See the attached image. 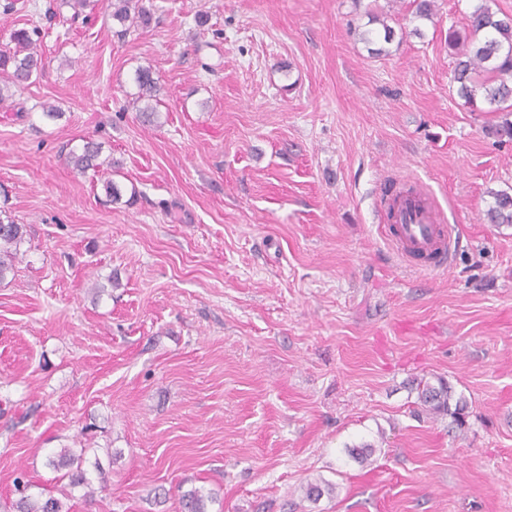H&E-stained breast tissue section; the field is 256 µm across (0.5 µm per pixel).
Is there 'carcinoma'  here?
<instances>
[{"label": "carcinoma", "instance_id": "cac0c4a2", "mask_svg": "<svg viewBox=\"0 0 512 512\" xmlns=\"http://www.w3.org/2000/svg\"><path fill=\"white\" fill-rule=\"evenodd\" d=\"M62 4L73 10V17L89 10L90 15L101 9L112 21L121 25L120 34L148 24V10L140 0H62ZM39 27L21 28L13 32L11 46L0 49V103L10 97L16 88L33 83L44 69V56L36 37ZM448 46L455 50L456 62L453 79L459 84L458 92L466 103L474 104L476 89L485 92L484 99L496 110L512 114V15H498L490 6V0H480L467 18L464 32L451 31ZM134 82L137 92L128 100V108L137 113L145 125L158 124L160 113L153 105L159 92L158 82L151 68L140 66L135 70ZM67 165L80 175L93 172L100 177L107 201L120 204L124 188L112 179L115 161L103 155L102 144L90 138L69 150ZM491 224H512V194L506 191L493 193V204L486 211ZM27 228L10 217H0V283L13 271L19 258L20 244L25 240ZM418 398L423 410L431 414H450L456 425H464L466 405L459 400L450 408L451 390L448 383L440 380L436 384L422 385ZM51 464L65 471L70 486L86 488L85 496L94 497L96 488L81 469L82 455L70 448H62ZM305 497L312 501L334 493V487L319 481H308L303 487ZM28 483L18 477L13 482L12 512H68L66 504L59 498L49 496L36 498L29 494ZM209 497L199 490L184 492L180 498L181 512H208Z\"/></svg>", "mask_w": 512, "mask_h": 512}]
</instances>
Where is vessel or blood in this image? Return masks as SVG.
<instances>
[{
    "label": "vessel or blood",
    "instance_id": "obj_1",
    "mask_svg": "<svg viewBox=\"0 0 512 512\" xmlns=\"http://www.w3.org/2000/svg\"><path fill=\"white\" fill-rule=\"evenodd\" d=\"M380 220L388 239L402 258L425 257L429 271L447 269L452 232L432 195L424 188H399L382 196Z\"/></svg>",
    "mask_w": 512,
    "mask_h": 512
}]
</instances>
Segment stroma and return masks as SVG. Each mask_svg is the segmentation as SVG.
<instances>
[{
    "label": "stroma",
    "instance_id": "stroma-1",
    "mask_svg": "<svg viewBox=\"0 0 512 512\" xmlns=\"http://www.w3.org/2000/svg\"><path fill=\"white\" fill-rule=\"evenodd\" d=\"M4 2L0 49L37 25L47 65L0 104V210L28 230L0 283V507L21 473L70 512H177L191 489L209 512H512V224L485 219L512 141L448 48L475 0L420 22L413 0H143L123 38ZM380 19L402 36L375 55ZM140 66L155 127L125 108ZM84 138L132 204L67 166ZM401 177L453 226L448 269L385 242ZM440 379L463 428L418 402ZM63 448L106 489H70Z\"/></svg>",
    "mask_w": 512,
    "mask_h": 512
}]
</instances>
